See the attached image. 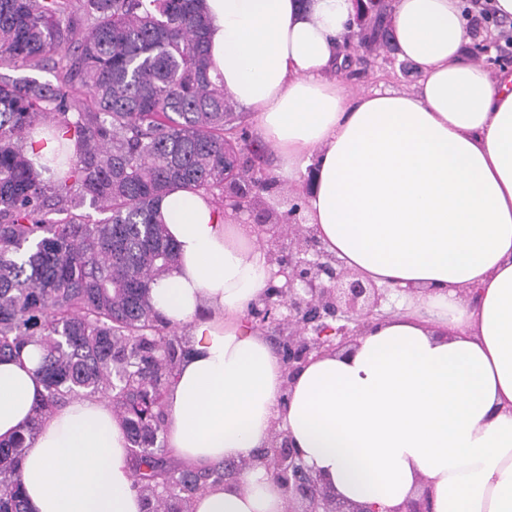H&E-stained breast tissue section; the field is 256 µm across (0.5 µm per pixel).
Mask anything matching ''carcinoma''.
Wrapping results in <instances>:
<instances>
[{
	"instance_id": "obj_1",
	"label": "carcinoma",
	"mask_w": 512,
	"mask_h": 512,
	"mask_svg": "<svg viewBox=\"0 0 512 512\" xmlns=\"http://www.w3.org/2000/svg\"><path fill=\"white\" fill-rule=\"evenodd\" d=\"M370 4L368 37L387 44L386 6ZM207 31L203 0H0V359L39 346L45 388L26 430L0 442V512H27L25 448L79 396L105 397L121 423L144 512H193L224 482V463L186 465L159 441L189 345L150 302L177 261L163 194L269 188L240 163L249 146L210 75ZM20 69L57 82L8 75ZM37 131L63 137L40 172L25 151Z\"/></svg>"
}]
</instances>
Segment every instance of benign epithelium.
<instances>
[{"label":"benign epithelium","mask_w":512,"mask_h":512,"mask_svg":"<svg viewBox=\"0 0 512 512\" xmlns=\"http://www.w3.org/2000/svg\"><path fill=\"white\" fill-rule=\"evenodd\" d=\"M249 191L242 184L224 186V206L235 211L249 209L251 201L244 198ZM261 233L284 283L269 285L248 308L247 319L255 328H278L281 336L276 351L291 380L310 359L344 347L371 319L382 315L387 290L344 268L304 224H263ZM255 460L268 468L288 500L304 503L302 512H367L331 494L303 464L299 449L283 430L274 432L270 445Z\"/></svg>","instance_id":"7a95c632"}]
</instances>
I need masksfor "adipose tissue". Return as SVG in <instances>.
Returning a JSON list of instances; mask_svg holds the SVG:
<instances>
[{
  "instance_id": "adipose-tissue-1",
  "label": "adipose tissue",
  "mask_w": 512,
  "mask_h": 512,
  "mask_svg": "<svg viewBox=\"0 0 512 512\" xmlns=\"http://www.w3.org/2000/svg\"><path fill=\"white\" fill-rule=\"evenodd\" d=\"M213 74L252 112L280 181L297 185L325 250L401 290L405 313L294 379L246 322L276 271L249 224L209 193L176 187L157 217L178 261L150 291L190 352L165 396L167 446L203 468L250 460L194 512H288L253 463L280 429L342 501L405 512H512V74L491 81L468 45L499 33L461 0H392L391 35L412 92L353 94L341 65L354 0H205ZM42 351L0 360V441L44 392ZM28 512H142L110 407L77 397L43 419L21 462Z\"/></svg>"
}]
</instances>
